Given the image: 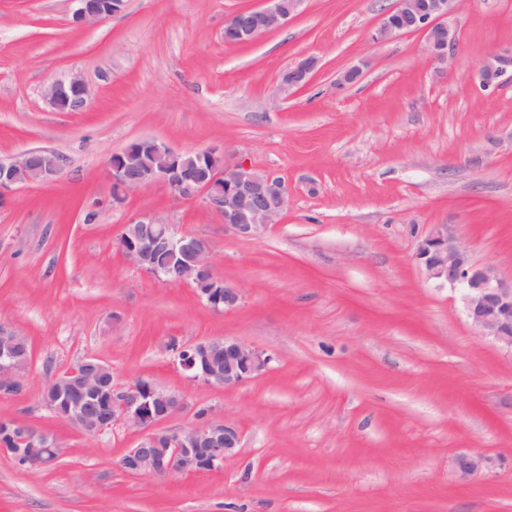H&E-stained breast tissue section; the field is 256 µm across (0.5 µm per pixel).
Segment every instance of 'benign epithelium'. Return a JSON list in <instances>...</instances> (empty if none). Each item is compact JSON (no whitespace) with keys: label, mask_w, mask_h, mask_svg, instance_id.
I'll return each instance as SVG.
<instances>
[{"label":"benign epithelium","mask_w":512,"mask_h":512,"mask_svg":"<svg viewBox=\"0 0 512 512\" xmlns=\"http://www.w3.org/2000/svg\"><path fill=\"white\" fill-rule=\"evenodd\" d=\"M78 8L72 23L78 27L97 24L121 12L125 0H76ZM457 0H427L424 8L415 0H395L378 23L374 39L384 41L410 32H420L428 56L439 63L448 60L456 41L449 23ZM301 0H265L261 8L231 15L224 22V37L230 41L251 42L270 29H279L297 10ZM405 14L406 26L394 23L392 16ZM317 67L313 57L304 58L285 70L279 78L278 99L286 100L306 85ZM512 76V52L492 56L478 73L485 88H495ZM47 97L61 112L74 105L86 108L88 90L84 81L73 76L52 83ZM153 152L164 158L160 166L141 165L135 159L137 140L112 154L109 160L112 199L116 204L144 186L160 183L177 201L200 200L242 239H255L279 222L288 208V183L266 172L229 162L224 152L207 149L194 152L193 165L187 166V153L176 151L155 139L147 140ZM50 150L33 149L8 159H0V201L4 193L21 184L19 175L34 172L42 184L53 181L61 171L59 162L38 163ZM144 228L142 236L132 238L123 232L118 247L125 259L140 271L158 280L193 283L197 279L217 280L209 254V245L201 236L178 233L157 215L144 214L129 222ZM415 260L428 280L458 292L466 317L481 335L512 352V288L498 283L493 267L472 258L470 250L453 235L446 224H436L418 246ZM219 281V280H217ZM220 288L198 293L215 310L236 307L241 294L233 284L219 281ZM22 346L21 336L8 323L0 322V392H20L24 380L14 360ZM180 368L202 385L213 389H234L252 381L268 369L272 356L236 338H211L174 350ZM112 388V400L95 416L87 413V404L104 385ZM63 398L65 421L83 434L95 437L114 425L135 429L136 447L121 459V467L132 475L172 479L189 473L215 471L235 456L242 447L239 428L220 417L179 430H167L163 424L184 405L180 393L163 389L152 381L136 380L122 384L114 380L112 367L88 356L53 378L42 403L57 411V399ZM29 447L19 449L28 470H40L62 455L59 440L42 431H24Z\"/></svg>","instance_id":"benign-epithelium-1"}]
</instances>
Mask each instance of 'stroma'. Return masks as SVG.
<instances>
[{
    "label": "stroma",
    "mask_w": 512,
    "mask_h": 512,
    "mask_svg": "<svg viewBox=\"0 0 512 512\" xmlns=\"http://www.w3.org/2000/svg\"><path fill=\"white\" fill-rule=\"evenodd\" d=\"M393 3L302 0L282 28L232 46L225 18L263 0H127L87 28L71 23L74 0H0V158L62 160L55 181L0 205V321L30 349L0 418L65 448L40 471L0 451V512H512V353L415 261L447 224L512 287V80L476 77L512 49V0H459L444 65L421 33L375 40ZM308 56L310 82L276 100L280 74ZM355 65L359 81L338 86ZM75 74L87 106L58 111L45 89ZM143 138L274 173L288 209L242 240L159 184L113 205L109 159ZM143 214L205 238L240 305L212 309L129 264L117 240ZM224 336L271 354L270 371L208 388L168 348ZM87 356L119 382L182 394L169 429L203 410L236 424L239 453L174 480L125 472L137 432L90 438L42 404ZM462 456L479 470L462 474Z\"/></svg>",
    "instance_id": "35a3bbf8"
}]
</instances>
